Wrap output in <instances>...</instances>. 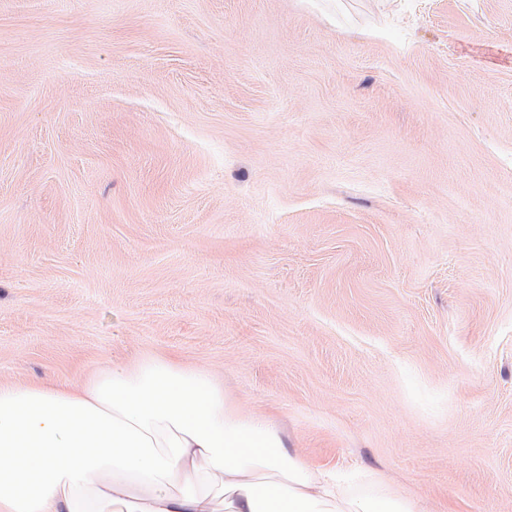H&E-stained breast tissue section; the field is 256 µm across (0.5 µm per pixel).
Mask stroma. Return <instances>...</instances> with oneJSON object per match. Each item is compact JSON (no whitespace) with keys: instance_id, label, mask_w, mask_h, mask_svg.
<instances>
[{"instance_id":"35a3bbf8","label":"stroma","mask_w":512,"mask_h":512,"mask_svg":"<svg viewBox=\"0 0 512 512\" xmlns=\"http://www.w3.org/2000/svg\"><path fill=\"white\" fill-rule=\"evenodd\" d=\"M148 355L512 512V0H0V383Z\"/></svg>"}]
</instances>
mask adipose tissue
Listing matches in <instances>:
<instances>
[{"label":"adipose tissue","mask_w":512,"mask_h":512,"mask_svg":"<svg viewBox=\"0 0 512 512\" xmlns=\"http://www.w3.org/2000/svg\"><path fill=\"white\" fill-rule=\"evenodd\" d=\"M0 512H416L345 495L288 452L270 420L168 358L75 385L0 384Z\"/></svg>","instance_id":"ef3b65f1"}]
</instances>
